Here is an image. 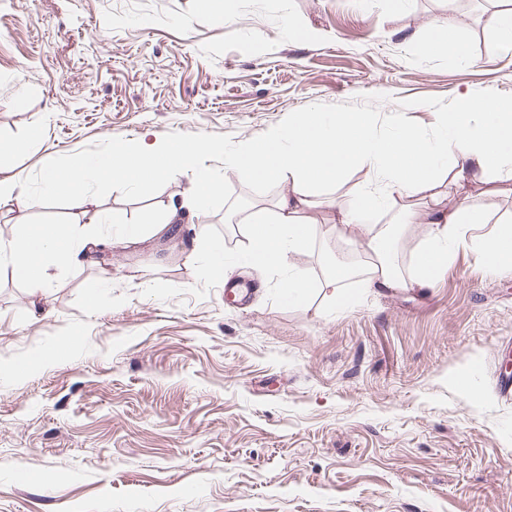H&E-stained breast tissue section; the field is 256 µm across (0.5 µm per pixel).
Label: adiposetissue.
<instances>
[{
	"mask_svg": "<svg viewBox=\"0 0 512 512\" xmlns=\"http://www.w3.org/2000/svg\"><path fill=\"white\" fill-rule=\"evenodd\" d=\"M391 127L390 134L378 137L372 133V117L363 112H340L330 118L300 112L287 127L241 142L226 157V171L281 187L271 209H253L241 217L247 241L241 264L287 274L285 286L293 301L304 300L309 288L316 286L337 309L347 308L353 294L345 286L346 268L327 262L325 278L315 284L300 275L290 257L307 250L314 240L316 226L305 219L314 190L336 185L349 169L364 167L375 188L356 193L329 222L365 254L367 284L403 286L392 257L399 224L426 227L415 257L416 285L444 272L457 250L467 246L469 228L489 221L484 210L463 196V189L475 178L485 183L512 180V98L460 97L429 136L407 126L397 113L391 116ZM216 150L208 141L175 138L113 141L97 165L77 158L63 169L47 167L44 190L69 198L79 208L93 178L117 175L128 185L170 180L201 155ZM186 216L184 202L173 198L158 213L113 232L108 240L78 236L73 224H34L8 246L0 245V265L37 294L48 288L54 271L76 266L94 251L148 240ZM499 224L478 247L490 270L510 271L512 213Z\"/></svg>",
	"mask_w": 512,
	"mask_h": 512,
	"instance_id": "obj_1",
	"label": "adipose tissue"
}]
</instances>
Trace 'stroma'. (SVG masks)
<instances>
[{"mask_svg":"<svg viewBox=\"0 0 512 512\" xmlns=\"http://www.w3.org/2000/svg\"><path fill=\"white\" fill-rule=\"evenodd\" d=\"M450 21L470 65L419 54ZM465 93L512 97V48L461 0H235L230 21L214 0H0V165L25 198L0 207L7 239L72 220L40 194L46 164L119 139L206 140L223 190L193 223L253 286L226 306L180 235L58 272L38 295L1 278L0 512H512V400L497 388L512 272L471 246L421 287L354 272L347 310L317 289L289 301L280 273L236 262L243 196L270 205L279 188L224 166L298 112L368 113L383 135L398 112L429 135ZM192 177H103L86 207L140 221ZM369 179L355 168L320 190L317 237L292 257L312 280L334 247L353 256L324 219Z\"/></svg>","mask_w":512,"mask_h":512,"instance_id":"obj_1","label":"stroma"}]
</instances>
